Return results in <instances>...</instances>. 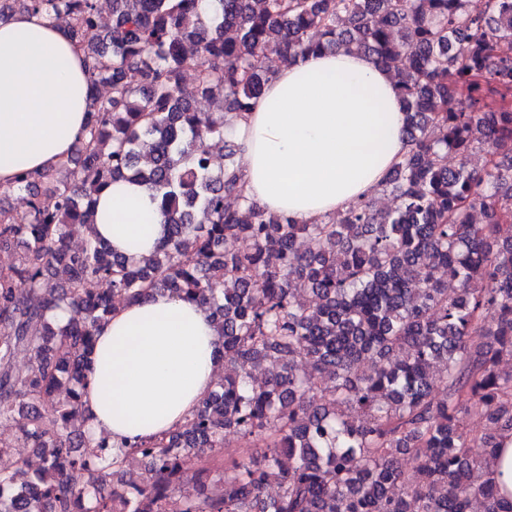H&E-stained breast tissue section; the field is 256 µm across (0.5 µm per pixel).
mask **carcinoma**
<instances>
[{
	"instance_id": "obj_1",
	"label": "carcinoma",
	"mask_w": 512,
	"mask_h": 512,
	"mask_svg": "<svg viewBox=\"0 0 512 512\" xmlns=\"http://www.w3.org/2000/svg\"><path fill=\"white\" fill-rule=\"evenodd\" d=\"M17 13L61 26L82 53L89 120L68 158L17 175L26 216L0 206V249L19 248L0 271V422L21 418L41 461L0 469V512H470L474 500L512 512L487 470L512 439V376L497 369L512 356V0L479 13L468 0H213L206 14L202 0H112L107 27L97 0H0L1 22ZM341 47L397 79L408 149L383 184L397 207L366 199L312 224L269 215L245 196L224 116L272 81L269 55ZM199 97L216 111H197ZM488 140L478 174L469 161ZM116 179L159 199L168 234L145 261L67 245ZM157 292L207 308L224 374L183 426L116 463L114 445L82 431L85 370L115 299ZM463 413L494 432L468 436ZM228 431L248 445L240 457L182 472L194 452L219 456Z\"/></svg>"
}]
</instances>
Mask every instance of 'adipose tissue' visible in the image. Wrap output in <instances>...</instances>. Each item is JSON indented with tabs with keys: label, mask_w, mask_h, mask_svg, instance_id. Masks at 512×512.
Returning a JSON list of instances; mask_svg holds the SVG:
<instances>
[{
	"label": "adipose tissue",
	"mask_w": 512,
	"mask_h": 512,
	"mask_svg": "<svg viewBox=\"0 0 512 512\" xmlns=\"http://www.w3.org/2000/svg\"><path fill=\"white\" fill-rule=\"evenodd\" d=\"M88 79L60 29L27 14L0 22V186L66 159L87 122ZM406 114L391 73L339 49L284 66L228 134L242 146L246 195L307 223L374 195L405 153ZM87 238L152 255L167 227L145 187L117 180ZM221 339L198 304L155 293L98 326L82 395L91 438L135 443L183 425L214 389Z\"/></svg>",
	"instance_id": "adipose-tissue-1"
}]
</instances>
